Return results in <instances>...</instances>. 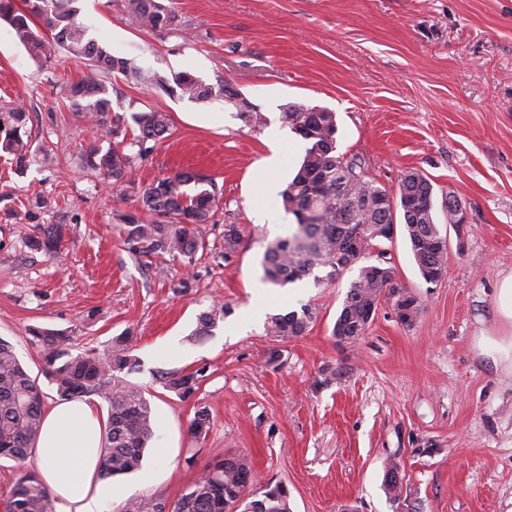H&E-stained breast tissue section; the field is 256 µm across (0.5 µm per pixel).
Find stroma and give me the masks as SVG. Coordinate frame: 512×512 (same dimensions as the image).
Instances as JSON below:
<instances>
[{
	"label": "stroma",
	"mask_w": 512,
	"mask_h": 512,
	"mask_svg": "<svg viewBox=\"0 0 512 512\" xmlns=\"http://www.w3.org/2000/svg\"><path fill=\"white\" fill-rule=\"evenodd\" d=\"M77 5L89 37L112 55L161 78L231 82L266 119L251 128L222 95L195 101L114 79L123 117L151 107L172 123L138 163V183L192 169L223 193L216 223L196 228L207 243L200 260L146 263L121 238V215L138 210L135 194L116 195L74 168L95 137L64 99L84 66L61 51L41 65L0 22V100L24 106L36 137L27 167L0 152V337L53 404L30 327L66 333L76 354L106 352L131 331L142 370L128 380L153 405L155 436L142 469L114 478L109 512H121L127 486L174 502L229 453L251 460L248 493L285 484L291 512H403L406 503L417 512H512V367L477 345L483 335L512 340L496 290L512 272V0H172L185 30L169 34L140 28L122 0ZM295 102L335 112L339 152L359 156L391 195L416 170L431 181L435 205L452 193L466 207L464 237L436 218L448 239L439 282L422 279L404 231L376 243L397 285L422 304L412 326L385 299L358 342H336L354 265L332 277L319 268L282 288L263 281L266 245L293 229L280 192L306 144L281 115ZM269 158L274 188L260 196ZM261 209L279 223L260 222ZM34 224L70 231L48 256L24 245ZM228 224L241 229L230 253ZM258 293L269 315L309 305L317 317L304 334L275 339L266 318L245 320ZM215 304L226 309L223 321L191 340L197 315ZM197 369L204 376L191 398L163 388L161 375ZM200 404L212 420L196 438L188 427ZM392 461L403 503L383 489Z\"/></svg>",
	"instance_id": "obj_1"
}]
</instances>
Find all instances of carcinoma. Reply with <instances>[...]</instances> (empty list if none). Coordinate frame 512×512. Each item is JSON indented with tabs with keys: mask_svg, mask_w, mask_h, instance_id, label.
<instances>
[{
	"mask_svg": "<svg viewBox=\"0 0 512 512\" xmlns=\"http://www.w3.org/2000/svg\"><path fill=\"white\" fill-rule=\"evenodd\" d=\"M77 0H0V19L7 22L30 55L48 60L57 51L85 67L105 75H123L148 83L160 91L191 100L213 96V88L195 76L181 72L172 81L144 75L133 61L112 55L96 40L88 37L77 21ZM129 17L155 32H175L182 28L181 16L165 0H123ZM42 20L48 36L34 30ZM67 95L71 105L109 140L108 148L91 145L81 154L80 164L95 171L115 191L124 192L134 185L138 160L155 145L171 135L168 116L148 108L134 112L132 121L139 135L123 146L126 128L123 117L113 113L112 99L105 83L87 76L70 83ZM282 119L293 133L306 142L303 160L282 192L285 209L292 214L294 229L288 237L269 243L264 251V279L283 287L303 279L319 267H329L327 277L341 268V255L360 232L366 236L361 258H366L379 224L395 221L388 190L369 176L357 157L338 151L336 113L323 108L291 103ZM32 135L26 116L14 102L0 101V150L13 156L19 165L32 155ZM219 189L215 181L193 171H179L157 178L140 190L142 210L157 216L148 222L134 215L123 216L122 233L130 252L137 256L161 259L181 257L192 262L206 250L194 226L207 224L215 216ZM433 185L414 172L400 180L399 197L405 235L421 277L434 271H447L448 248L435 243L438 229L433 200ZM67 233L63 224H35L25 243L33 251L54 252ZM406 296L415 306L401 324H414L422 306L417 298L395 284L393 269L377 264L359 268L350 282L332 335L350 336L357 341L368 329L369 312L378 308L382 298ZM308 307L301 312L276 314L267 322L273 337L288 339L305 332L313 321ZM224 319V306L214 305L201 312L192 339L211 334ZM131 332L112 340L107 353L92 349L76 355L71 352V337L43 327L29 329V342L45 363L44 376L56 388L61 401L99 395L108 404L104 445L100 462L102 476L116 477L136 472L142 467L145 451L154 436V411L145 391L126 381L137 373L141 361L134 354ZM203 370L169 373L162 378L165 389L185 399L198 390ZM45 416L44 393L36 379L19 360L12 344L0 338V459L22 462L34 451ZM210 411L205 405L195 408L190 433L201 435L210 425ZM252 474L250 459L244 454H230L207 464L187 490L171 505L152 495L128 499L123 512H290L288 488L269 483L260 496L247 499L244 478ZM384 489L393 500L401 498L402 478L399 465L385 466ZM6 512H55L54 500L35 471H26L11 489Z\"/></svg>",
	"mask_w": 512,
	"mask_h": 512,
	"instance_id": "1",
	"label": "carcinoma"
}]
</instances>
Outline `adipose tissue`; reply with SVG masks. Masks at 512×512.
Wrapping results in <instances>:
<instances>
[{
    "label": "adipose tissue",
    "mask_w": 512,
    "mask_h": 512,
    "mask_svg": "<svg viewBox=\"0 0 512 512\" xmlns=\"http://www.w3.org/2000/svg\"><path fill=\"white\" fill-rule=\"evenodd\" d=\"M104 435L102 414L86 400L60 402L46 414L36 458L57 512H106L114 485L99 476Z\"/></svg>",
    "instance_id": "ef3b65f1"
}]
</instances>
